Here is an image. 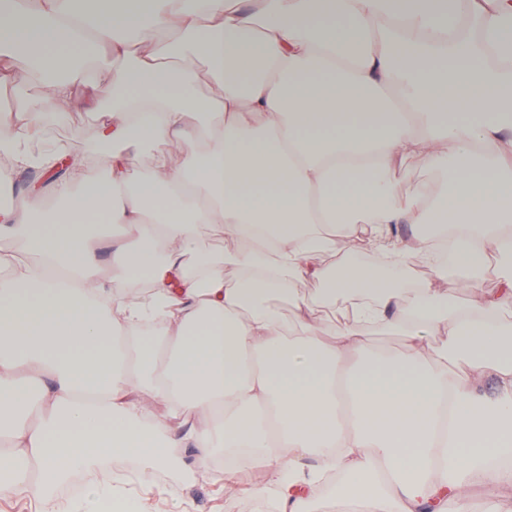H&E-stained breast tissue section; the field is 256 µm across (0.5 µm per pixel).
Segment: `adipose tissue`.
<instances>
[{
  "label": "adipose tissue",
  "mask_w": 512,
  "mask_h": 512,
  "mask_svg": "<svg viewBox=\"0 0 512 512\" xmlns=\"http://www.w3.org/2000/svg\"><path fill=\"white\" fill-rule=\"evenodd\" d=\"M76 2L0 0V86L23 97L24 75L77 58L42 98L98 112L109 163L92 175L71 146L54 208L32 193L0 214V499L35 486L32 512H102L121 489L51 491L132 459L149 482L185 446L205 469L249 449L279 512H310L327 474L336 512H471L475 486L512 493V0ZM190 55L207 63L201 100ZM44 133L27 107L0 113V161L37 166ZM172 136L180 170L136 164ZM415 159L434 179L397 193ZM202 225L241 243L235 279ZM103 228L125 237L117 278ZM354 235L382 268L339 256ZM417 253L453 263L409 288ZM452 273L464 292L497 286L464 304ZM308 280L347 305L332 336L302 314ZM377 328L402 351L369 355Z\"/></svg>",
  "instance_id": "obj_1"
}]
</instances>
